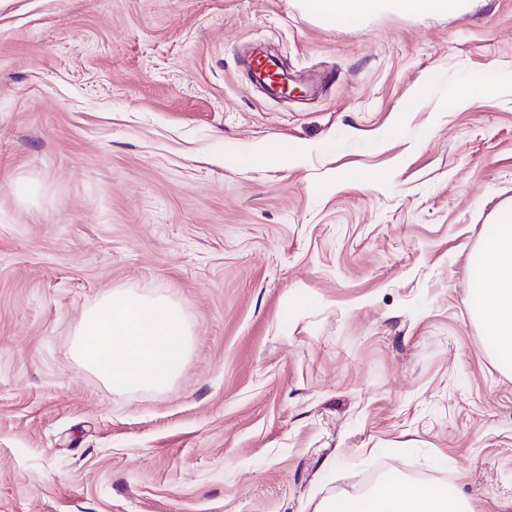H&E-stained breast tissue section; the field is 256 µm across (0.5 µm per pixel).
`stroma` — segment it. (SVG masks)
I'll use <instances>...</instances> for the list:
<instances>
[{"label": "stroma", "mask_w": 512, "mask_h": 512, "mask_svg": "<svg viewBox=\"0 0 512 512\" xmlns=\"http://www.w3.org/2000/svg\"><path fill=\"white\" fill-rule=\"evenodd\" d=\"M259 46L304 97L253 84ZM510 208L512 0H0V512H316L372 476L512 512L469 274ZM121 291L190 327L166 387L73 356ZM467 0H308L307 7L330 26L356 27L371 15L392 9L417 16L424 13H461ZM496 89L497 83L493 79H483L474 83L466 82L450 90L443 104L446 109H463L478 102Z\"/></svg>", "instance_id": "obj_1"}]
</instances>
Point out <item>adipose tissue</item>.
I'll return each instance as SVG.
<instances>
[{
    "instance_id": "ef3b65f1",
    "label": "adipose tissue",
    "mask_w": 512,
    "mask_h": 512,
    "mask_svg": "<svg viewBox=\"0 0 512 512\" xmlns=\"http://www.w3.org/2000/svg\"><path fill=\"white\" fill-rule=\"evenodd\" d=\"M467 0H307L308 9L331 26L356 27L392 9L417 16L460 13ZM473 316L497 366L512 373V210L485 236L474 270ZM191 332L179 310L162 298L128 292L105 296L76 332L75 358L113 388L168 385L186 359ZM321 512H470L457 492L391 477L377 489L325 501Z\"/></svg>"
}]
</instances>
